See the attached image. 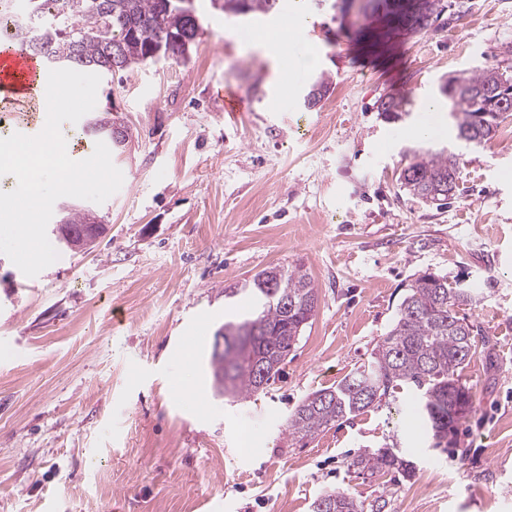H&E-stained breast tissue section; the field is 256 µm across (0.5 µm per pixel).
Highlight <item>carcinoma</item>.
Instances as JSON below:
<instances>
[{"label": "carcinoma", "mask_w": 512, "mask_h": 512, "mask_svg": "<svg viewBox=\"0 0 512 512\" xmlns=\"http://www.w3.org/2000/svg\"><path fill=\"white\" fill-rule=\"evenodd\" d=\"M241 14L272 12L279 0H234ZM420 14L408 33H425L444 11L443 0H419ZM25 26L10 33L0 20V45L47 43L57 65L85 67L110 73L112 48L122 44L118 70L149 60V42L158 33L192 46L197 30L192 21L167 0H23ZM448 111L456 122V137L467 136L482 148L493 139L499 120L512 112V77L494 67L451 75L441 85ZM459 157L451 150L416 151L400 175L410 194L430 202L448 199L457 187ZM89 210L71 205L64 224L88 223ZM255 307L247 315L224 322L209 358L217 396L246 401L260 391L262 376L279 375L288 353L314 317L318 288L300 267H267L238 288ZM476 302L474 289L431 273L409 284L389 331L377 343L371 360L348 373L336 386L308 395L289 414L288 436L312 440L344 418H353L404 386L420 399V420L435 448H455L457 427L474 408L472 388L460 382L458 371L475 350L481 329L463 313ZM349 468L359 472L393 470L410 479L413 462L391 448L354 456ZM323 512H384L386 503L366 505L343 490L325 492Z\"/></svg>", "instance_id": "carcinoma-1"}]
</instances>
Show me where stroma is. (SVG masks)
Segmentation results:
<instances>
[{
  "mask_svg": "<svg viewBox=\"0 0 512 512\" xmlns=\"http://www.w3.org/2000/svg\"><path fill=\"white\" fill-rule=\"evenodd\" d=\"M444 2L408 35L386 24L384 0H281L240 18L194 0L188 59L102 77L96 111L117 107L133 134L112 158L120 190L95 207L107 235L33 278L0 254V512H311L338 488L385 512H512V115L475 149L439 92L461 72L512 75V0ZM299 10L318 28L319 68L288 72L276 48L244 49L243 33ZM323 75L330 88L307 107ZM225 89L248 112L230 118ZM390 96L401 118L379 111ZM434 121L442 136H416ZM445 147L460 168L440 206L399 176L415 149ZM275 265L303 266L316 315L263 392L215 396L214 333L251 307L224 291ZM425 272L481 298L459 450L429 448L405 389L289 441L296 405L367 361ZM390 446L413 479L349 469Z\"/></svg>",
  "mask_w": 512,
  "mask_h": 512,
  "instance_id": "obj_1",
  "label": "stroma"
}]
</instances>
